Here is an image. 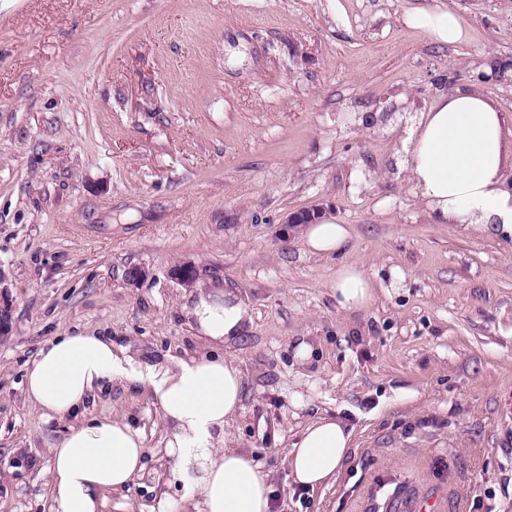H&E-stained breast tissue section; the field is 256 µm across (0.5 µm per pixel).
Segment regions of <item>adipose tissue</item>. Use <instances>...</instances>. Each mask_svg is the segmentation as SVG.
<instances>
[{"label":"adipose tissue","instance_id":"obj_1","mask_svg":"<svg viewBox=\"0 0 512 512\" xmlns=\"http://www.w3.org/2000/svg\"><path fill=\"white\" fill-rule=\"evenodd\" d=\"M405 23L441 44L467 37L459 17L441 8L412 10ZM399 121V165L410 173L432 223L512 239V130L498 103L476 88L459 87ZM302 236L312 252L333 254L342 251L350 231L324 221L304 225ZM331 287L344 311L368 307L375 295L359 262L338 265ZM187 311L212 343L230 342L252 323L235 291L222 284L192 292ZM116 381L149 391L171 427L166 447L177 469L199 473L194 493L169 502L166 512H270L266 475L247 454L219 445L225 424L242 408L241 370L208 355L137 370L124 365L111 339L91 332L50 340L26 377L27 395L43 418L70 422L50 449L51 512H101L105 493L124 490L144 468L139 430L119 418H80L87 400ZM351 444L352 430L342 419H315L286 456L293 481L311 490L326 485Z\"/></svg>","mask_w":512,"mask_h":512}]
</instances>
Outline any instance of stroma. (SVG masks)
<instances>
[{
    "label": "stroma",
    "instance_id": "obj_1",
    "mask_svg": "<svg viewBox=\"0 0 512 512\" xmlns=\"http://www.w3.org/2000/svg\"><path fill=\"white\" fill-rule=\"evenodd\" d=\"M438 5L467 42L405 24ZM468 84L512 125V0H0V512H50L68 424L25 390L49 340L93 330L142 364L207 351L172 276L185 261L252 316L223 348L244 380L224 439L267 475L271 512H512V241L431 223L384 131ZM315 205L349 225L342 252L285 231ZM343 261L407 277L344 312ZM84 414L145 444L103 512L187 496L195 476L176 473L143 386L106 385ZM323 415L352 428L351 451L306 491L285 457Z\"/></svg>",
    "mask_w": 512,
    "mask_h": 512
}]
</instances>
